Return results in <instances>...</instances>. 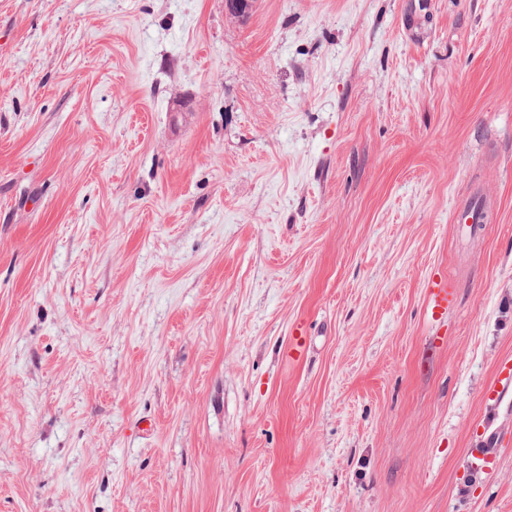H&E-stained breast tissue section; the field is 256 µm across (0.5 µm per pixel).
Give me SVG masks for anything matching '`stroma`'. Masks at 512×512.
I'll use <instances>...</instances> for the list:
<instances>
[{
  "label": "stroma",
  "instance_id": "1",
  "mask_svg": "<svg viewBox=\"0 0 512 512\" xmlns=\"http://www.w3.org/2000/svg\"><path fill=\"white\" fill-rule=\"evenodd\" d=\"M0 512H512V0H0ZM427 315L434 320L448 313V308L455 302V288L448 279L441 275L430 276L426 282Z\"/></svg>",
  "mask_w": 512,
  "mask_h": 512
}]
</instances>
